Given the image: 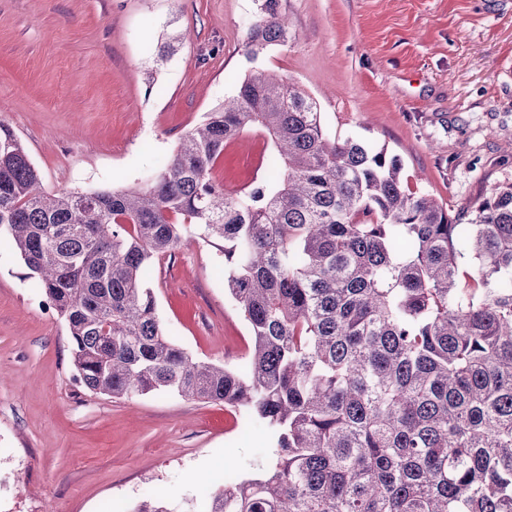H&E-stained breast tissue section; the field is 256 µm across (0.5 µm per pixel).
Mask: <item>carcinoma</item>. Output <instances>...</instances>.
<instances>
[{
	"instance_id": "cac0c4a2",
	"label": "carcinoma",
	"mask_w": 512,
	"mask_h": 512,
	"mask_svg": "<svg viewBox=\"0 0 512 512\" xmlns=\"http://www.w3.org/2000/svg\"><path fill=\"white\" fill-rule=\"evenodd\" d=\"M289 32L260 0L246 52ZM252 129L271 171L230 196L211 170ZM2 234L86 390L222 402L273 430L266 471L224 477L206 512H512V183L452 217L398 156L329 136L298 84L254 70L135 188L46 192L0 122ZM189 240L224 242L241 370L160 322L151 263Z\"/></svg>"
}]
</instances>
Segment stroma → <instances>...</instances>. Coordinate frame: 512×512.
<instances>
[{
  "label": "stroma",
  "mask_w": 512,
  "mask_h": 512,
  "mask_svg": "<svg viewBox=\"0 0 512 512\" xmlns=\"http://www.w3.org/2000/svg\"><path fill=\"white\" fill-rule=\"evenodd\" d=\"M280 4L291 36L252 61L256 0H0V121L46 191L133 187L263 68L315 98L330 135L398 155L409 184L450 214L512 183V0ZM173 32L186 39L162 54ZM260 137L227 143L214 178L249 186ZM151 286L171 339L198 360L243 366L250 330L217 245L154 262ZM45 302L1 237L0 512H131L148 495L203 512V488L227 471L264 472L272 434L241 409L87 392Z\"/></svg>",
  "instance_id": "stroma-1"
}]
</instances>
